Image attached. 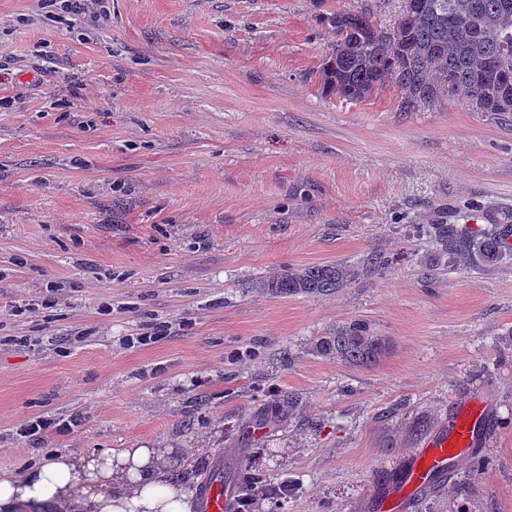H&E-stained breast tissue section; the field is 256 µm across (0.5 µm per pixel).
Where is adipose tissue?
<instances>
[{
  "label": "adipose tissue",
  "instance_id": "adipose-tissue-1",
  "mask_svg": "<svg viewBox=\"0 0 512 512\" xmlns=\"http://www.w3.org/2000/svg\"><path fill=\"white\" fill-rule=\"evenodd\" d=\"M186 466L176 448L57 452L21 473L0 471V512H189L192 493L175 478Z\"/></svg>",
  "mask_w": 512,
  "mask_h": 512
}]
</instances>
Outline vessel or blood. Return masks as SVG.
Wrapping results in <instances>:
<instances>
[{"label": "vessel or blood", "mask_w": 512, "mask_h": 512, "mask_svg": "<svg viewBox=\"0 0 512 512\" xmlns=\"http://www.w3.org/2000/svg\"><path fill=\"white\" fill-rule=\"evenodd\" d=\"M488 420L487 407L478 401L472 400L460 407L447 430L426 440L407 466L403 491L411 495L422 490L432 474L467 456L476 444L477 432L487 426ZM199 508L201 512H228L229 499L219 480L212 478L204 482Z\"/></svg>", "instance_id": "1"}]
</instances>
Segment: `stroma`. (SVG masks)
Listing matches in <instances>:
<instances>
[{
	"mask_svg": "<svg viewBox=\"0 0 512 512\" xmlns=\"http://www.w3.org/2000/svg\"><path fill=\"white\" fill-rule=\"evenodd\" d=\"M404 0H0V468L180 448L299 488L250 512H386L390 475L478 397L492 460L397 512H512V257L436 261L428 225L512 211V112L326 94L327 17ZM386 266L378 268L375 258ZM354 266L331 296L269 272ZM391 341L316 355L336 325ZM296 394L287 419L272 400ZM54 419L43 440L25 435ZM312 344L315 353L354 367L376 363L391 346L388 337L380 336L361 319L337 325L336 329L326 336H319Z\"/></svg>",
	"mask_w": 512,
	"mask_h": 512,
	"instance_id": "1",
	"label": "stroma"
}]
</instances>
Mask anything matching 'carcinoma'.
I'll return each mask as SVG.
<instances>
[{"mask_svg":"<svg viewBox=\"0 0 512 512\" xmlns=\"http://www.w3.org/2000/svg\"><path fill=\"white\" fill-rule=\"evenodd\" d=\"M338 39L321 72L326 92L347 101L368 98L393 84L404 92L402 107H428L445 96L468 98L480 112H512L500 94L498 73L512 71V0H413L406 20L382 29L371 14L338 12L327 18ZM436 260L477 258L497 263L512 250V221L497 219L480 228L431 224ZM348 265L324 264L273 272L254 288L274 298L330 296L356 277ZM391 342L354 319L313 342V351L354 367L370 366L388 353ZM489 464L473 449L458 484Z\"/></svg>","mask_w":512,"mask_h":512,"instance_id":"carcinoma-1","label":"carcinoma"}]
</instances>
